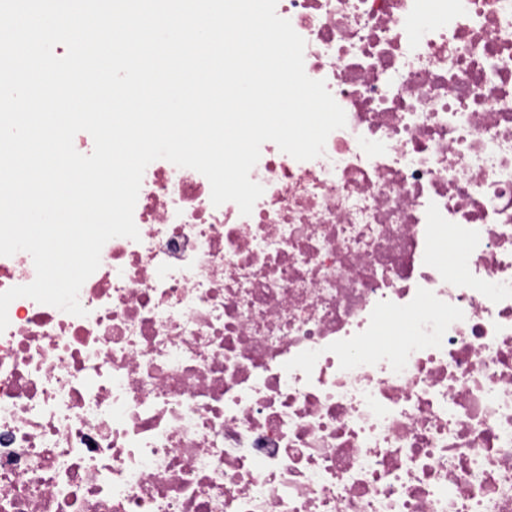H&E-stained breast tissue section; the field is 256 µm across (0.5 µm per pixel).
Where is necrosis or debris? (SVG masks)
Segmentation results:
<instances>
[{"mask_svg":"<svg viewBox=\"0 0 512 512\" xmlns=\"http://www.w3.org/2000/svg\"><path fill=\"white\" fill-rule=\"evenodd\" d=\"M276 13L345 127L247 216L151 162L85 315L10 304L0 512H512V0Z\"/></svg>","mask_w":512,"mask_h":512,"instance_id":"necrosis-or-debris-1","label":"necrosis or debris"}]
</instances>
